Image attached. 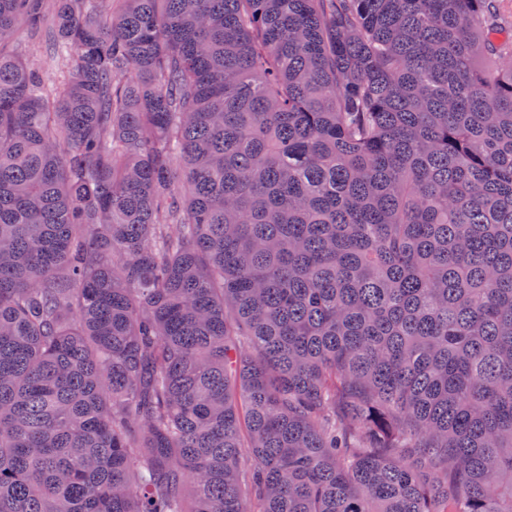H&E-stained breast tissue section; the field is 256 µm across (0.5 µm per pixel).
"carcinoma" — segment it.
Segmentation results:
<instances>
[{
  "label": "carcinoma",
  "instance_id": "obj_1",
  "mask_svg": "<svg viewBox=\"0 0 512 512\" xmlns=\"http://www.w3.org/2000/svg\"><path fill=\"white\" fill-rule=\"evenodd\" d=\"M500 3L0 0V512H512ZM23 47L40 70V76L45 85L55 86L60 79V67L52 55V47L47 36L23 34Z\"/></svg>",
  "mask_w": 512,
  "mask_h": 512
}]
</instances>
